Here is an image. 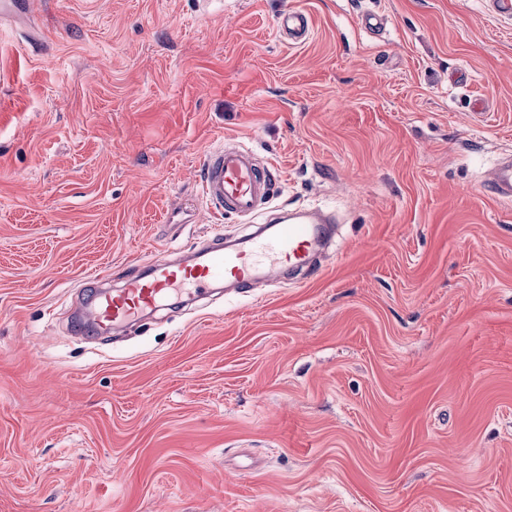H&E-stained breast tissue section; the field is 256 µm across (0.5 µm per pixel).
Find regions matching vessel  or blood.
Instances as JSON below:
<instances>
[{"instance_id":"obj_1","label":"vessel or blood","mask_w":512,"mask_h":512,"mask_svg":"<svg viewBox=\"0 0 512 512\" xmlns=\"http://www.w3.org/2000/svg\"><path fill=\"white\" fill-rule=\"evenodd\" d=\"M279 27L285 39L295 44L305 39L309 18L289 9ZM276 183L274 166L260 162L252 151L224 143L209 149L200 175L207 209L246 222L262 215L265 223L230 245L223 237H213L188 263L175 262L165 254L153 256L121 288L110 292L99 291L96 280H87L88 293L70 319L72 334L91 336L123 326L171 301L203 296L216 281L246 294L285 272L307 271L314 249L332 237L336 217L315 209L281 208L268 213ZM487 187L499 198L512 199L511 159L495 168Z\"/></svg>"}]
</instances>
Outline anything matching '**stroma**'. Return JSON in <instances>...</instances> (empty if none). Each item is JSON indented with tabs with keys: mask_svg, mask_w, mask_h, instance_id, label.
<instances>
[{
	"mask_svg": "<svg viewBox=\"0 0 512 512\" xmlns=\"http://www.w3.org/2000/svg\"><path fill=\"white\" fill-rule=\"evenodd\" d=\"M223 2L0 12V512H512V17ZM220 142L335 210L320 269L71 335L86 276L247 231ZM280 30L289 44L302 42L309 29L308 16L299 10H286L279 21ZM486 187L497 197L512 199V160L502 161L492 172Z\"/></svg>",
	"mask_w": 512,
	"mask_h": 512,
	"instance_id": "stroma-1",
	"label": "stroma"
}]
</instances>
